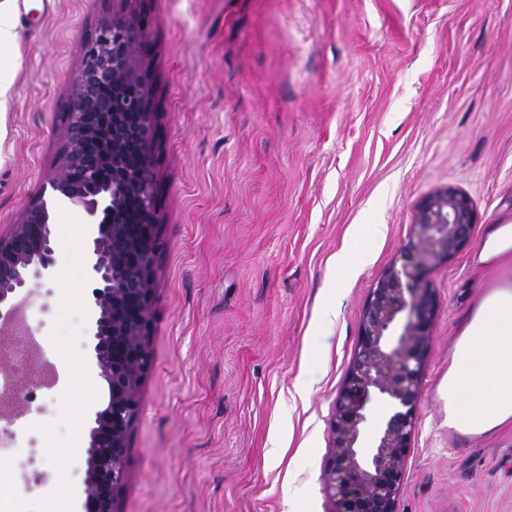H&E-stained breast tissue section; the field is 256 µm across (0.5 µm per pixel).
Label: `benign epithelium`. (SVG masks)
<instances>
[{
  "instance_id": "benign-epithelium-1",
  "label": "benign epithelium",
  "mask_w": 512,
  "mask_h": 512,
  "mask_svg": "<svg viewBox=\"0 0 512 512\" xmlns=\"http://www.w3.org/2000/svg\"><path fill=\"white\" fill-rule=\"evenodd\" d=\"M147 25L144 14L115 10L87 37L65 113L67 137L50 179L59 196L95 221L85 252L87 305L91 363L107 398L92 414L80 512H118L129 438L152 364L160 227L156 112L144 66ZM54 223L52 208L38 197L0 232V376L15 415L27 410L33 390L53 388L24 360L10 359L9 337L33 335L15 309L39 295L33 282L53 277ZM475 224L467 193L453 185L435 189L415 206L399 258L370 288L328 429L323 478L330 512H398L436 312L427 275L470 243ZM374 396L388 399L390 410L365 457L360 425Z\"/></svg>"
}]
</instances>
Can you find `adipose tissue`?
<instances>
[{"mask_svg":"<svg viewBox=\"0 0 512 512\" xmlns=\"http://www.w3.org/2000/svg\"><path fill=\"white\" fill-rule=\"evenodd\" d=\"M512 419V290L485 299L454 353L448 423L489 432Z\"/></svg>","mask_w":512,"mask_h":512,"instance_id":"1","label":"adipose tissue"}]
</instances>
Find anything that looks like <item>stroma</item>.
<instances>
[{
	"label": "stroma",
	"instance_id": "1",
	"mask_svg": "<svg viewBox=\"0 0 512 512\" xmlns=\"http://www.w3.org/2000/svg\"><path fill=\"white\" fill-rule=\"evenodd\" d=\"M17 2L0 51V231L37 195L56 210L54 276L27 315L59 380L0 432L39 512H78L70 418L106 396L90 363L92 224L49 176L83 43L115 9L150 18L163 242L120 512H284L292 493L300 512H328V428L361 310L415 205L447 184L477 224L429 275L436 314L398 512H512V421L477 440L448 426L452 347L492 274L479 254L512 223V0ZM354 251L370 260L345 272ZM55 448L68 453L58 467Z\"/></svg>",
	"mask_w": 512,
	"mask_h": 512
}]
</instances>
